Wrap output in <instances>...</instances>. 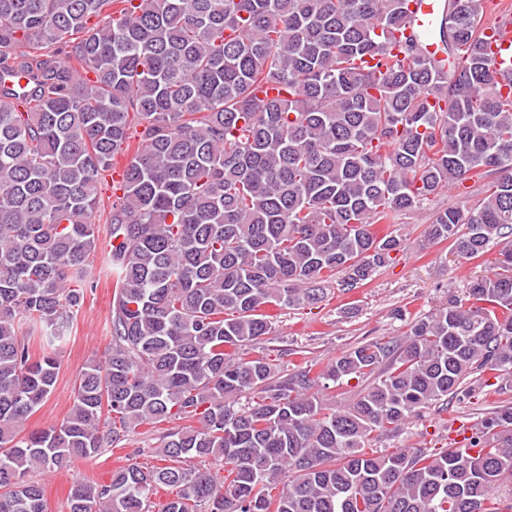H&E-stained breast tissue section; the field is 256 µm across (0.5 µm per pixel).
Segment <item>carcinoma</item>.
I'll use <instances>...</instances> for the list:
<instances>
[{
	"mask_svg": "<svg viewBox=\"0 0 512 512\" xmlns=\"http://www.w3.org/2000/svg\"><path fill=\"white\" fill-rule=\"evenodd\" d=\"M408 0H0V512H48L34 469L120 448L162 425L68 512H512V405L469 442L378 450L465 381L512 376V98L488 52L489 0H445L430 36ZM110 341L60 425L25 429L99 246L114 159ZM474 180L475 208L437 211L419 244L498 270L406 333L290 371L249 355L281 312L350 293L390 265L378 236ZM48 351L32 358L28 336ZM372 382L336 408L330 385ZM250 394L245 404L240 398ZM201 466L185 468L184 459Z\"/></svg>",
	"mask_w": 512,
	"mask_h": 512,
	"instance_id": "obj_1",
	"label": "carcinoma"
}]
</instances>
